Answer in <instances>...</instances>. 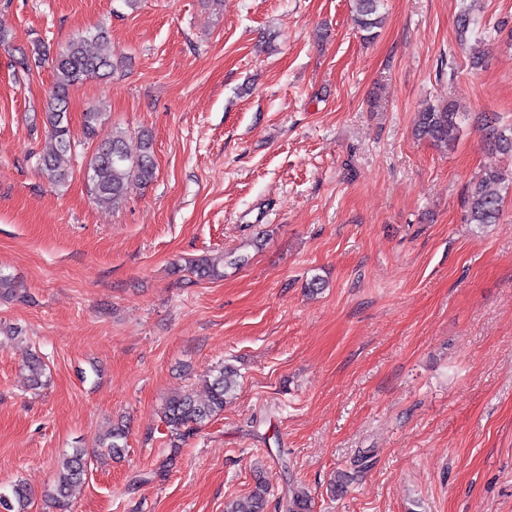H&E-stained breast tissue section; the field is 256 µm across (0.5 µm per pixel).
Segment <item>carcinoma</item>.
Masks as SVG:
<instances>
[{
  "label": "carcinoma",
  "instance_id": "obj_1",
  "mask_svg": "<svg viewBox=\"0 0 512 512\" xmlns=\"http://www.w3.org/2000/svg\"><path fill=\"white\" fill-rule=\"evenodd\" d=\"M352 2L353 21L358 31L362 32V39H374L382 24L381 0ZM117 66L118 60L100 31H90L85 36L69 41L64 49L51 58L54 78L52 103L44 119L48 127V142L39 155V170L50 182L63 184L70 176L69 169L62 166L64 157L76 148L67 116L70 89L86 80L108 76ZM461 115L459 106L452 100L429 105L417 113L415 134L436 145L447 146L457 137ZM101 117L102 112L97 109L83 114L85 139L93 137ZM485 143L492 152L512 154V129L506 130L495 126L493 121L489 122L485 127ZM86 177L93 199L114 207L125 199L131 181L136 180L144 186L152 183L155 164L149 132L139 134L134 150L130 148L127 135L122 131L112 136V139L98 144L87 164ZM510 183L512 172L496 167L482 169L470 183L464 198L469 223L482 227L496 223L503 202L502 192L505 185ZM193 272L200 278L224 275L219 264L206 257L196 261ZM236 386L237 371L225 365L218 369L212 381L207 384L206 399L199 400L190 393L170 396L163 404L162 416L171 437L183 441L193 430L223 413L224 405L231 399ZM125 452V428L116 424L99 437L98 446L92 453L76 448L62 458L55 483L46 497L63 512L69 507L73 489L84 483L88 459L100 461L106 457L120 458ZM368 467L369 460L363 457L351 463L350 469L336 471L331 481L333 491H345ZM268 495L269 485L261 480L247 497L226 502L224 512H265ZM32 500V491L21 481L14 484L9 492H0V508L4 512H29ZM279 507L282 512H311V498L304 492L290 491L279 502Z\"/></svg>",
  "mask_w": 512,
  "mask_h": 512
}]
</instances>
